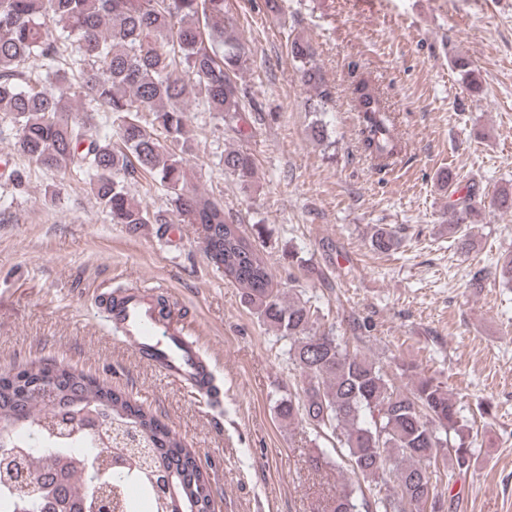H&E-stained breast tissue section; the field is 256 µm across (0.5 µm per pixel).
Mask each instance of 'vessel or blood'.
Returning a JSON list of instances; mask_svg holds the SVG:
<instances>
[{"instance_id":"b4317fda","label":"vessel or blood","mask_w":512,"mask_h":512,"mask_svg":"<svg viewBox=\"0 0 512 512\" xmlns=\"http://www.w3.org/2000/svg\"><path fill=\"white\" fill-rule=\"evenodd\" d=\"M99 308L108 326L144 361L191 395L216 406L222 393L216 370L199 338L178 319L174 307H161L155 290L130 288L118 295L103 293Z\"/></svg>"}]
</instances>
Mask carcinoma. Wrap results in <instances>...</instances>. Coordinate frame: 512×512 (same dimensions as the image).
<instances>
[{
	"mask_svg": "<svg viewBox=\"0 0 512 512\" xmlns=\"http://www.w3.org/2000/svg\"><path fill=\"white\" fill-rule=\"evenodd\" d=\"M234 18L224 0H0V120H10L17 150L40 168L83 181L111 223L138 235L149 224L173 218L198 224L210 246L205 252L224 276L242 289V300L261 321L288 342L285 355L302 374V395L283 398L277 414L300 419L333 441L353 474L367 488L346 482L320 512H440L443 507L433 469L453 452L458 468L469 466L472 428L463 423L448 387L419 376L402 385L380 363L350 348L318 323V306L305 291L285 300L273 287L267 261L239 226L224 214V197L189 188L184 155L190 150L184 104L192 100L224 130L251 136L245 92L237 75L250 62L231 37ZM301 82L317 91L309 111L323 113L331 99L310 43L300 37L288 46ZM39 62L46 77L33 78L25 64ZM452 64L463 83L481 89L469 60ZM355 140L375 169L392 168L406 143L396 135L399 114L365 73L355 74ZM224 173L249 189L255 159L232 149L220 155ZM150 177L167 206L153 209L136 199L129 184ZM480 184L473 181L449 208L457 215L448 232L461 248L473 239L462 225L480 222ZM398 231L376 224L369 238L379 253L399 248ZM494 275L512 286V251L500 255ZM21 376L48 379L57 397L22 391ZM112 405V429L138 433L147 449L108 445L79 424L62 435L55 423L62 411L87 413ZM85 440L92 456L66 448H43L41 441ZM20 449L18 459L0 464V488L13 493L16 512H41V498L54 493L60 504L86 499L95 491L121 489L136 478L149 494L153 512H211L207 468L192 450L153 414L120 392L57 363L42 362L0 376V441ZM37 477L57 467L66 485H42L25 495L13 483L11 466ZM171 476L176 494L161 485Z\"/></svg>",
	"mask_w": 512,
	"mask_h": 512,
	"instance_id": "1",
	"label": "carcinoma"
}]
</instances>
